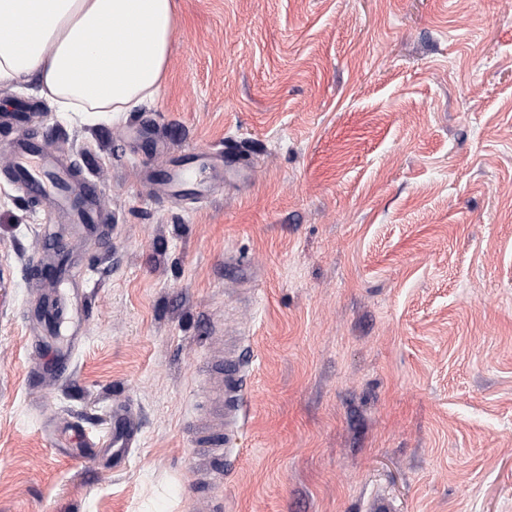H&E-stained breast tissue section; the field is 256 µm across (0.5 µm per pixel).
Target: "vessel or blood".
Returning <instances> with one entry per match:
<instances>
[{"label":"vessel or blood","mask_w":512,"mask_h":512,"mask_svg":"<svg viewBox=\"0 0 512 512\" xmlns=\"http://www.w3.org/2000/svg\"><path fill=\"white\" fill-rule=\"evenodd\" d=\"M10 166L19 189L30 197L45 200L50 208L66 216L69 223L84 227L96 223L100 214V193L90 180L77 178L72 166L43 144L24 133H17L11 143ZM56 298L44 314L41 329L62 333L81 340L88 317L90 294L81 274L66 270L58 278ZM30 354L36 365L33 380H58L66 376L72 365L71 357L59 355L51 370H44V349L34 343ZM214 369L209 379L208 405L193 431L198 466L209 471L210 493L202 502L204 512H222L224 500L223 469H212L214 460L234 455V436L243 424L242 410L246 388L245 365L240 340L231 341L225 353L212 357ZM139 425L132 409L122 403L112 407V434L108 439H96L83 430H76L75 440L80 453L91 454L111 448L119 458L126 457L133 447Z\"/></svg>","instance_id":"b4317fda"}]
</instances>
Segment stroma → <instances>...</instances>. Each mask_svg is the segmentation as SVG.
I'll return each instance as SVG.
<instances>
[{
  "mask_svg": "<svg viewBox=\"0 0 512 512\" xmlns=\"http://www.w3.org/2000/svg\"><path fill=\"white\" fill-rule=\"evenodd\" d=\"M95 179L67 224L0 176V512H198L213 337L246 340L223 512H512V0H177L129 112L0 111ZM215 157L169 190L181 152ZM93 301L32 390L25 313L59 256ZM140 418L126 465L72 422ZM30 356L35 363V371L32 375L33 381L42 380V383L53 380L57 381L60 377L66 376L72 365L71 352L68 354H61L54 359L52 369L47 372L43 368L44 349L40 340H36L31 345Z\"/></svg>",
  "mask_w": 512,
  "mask_h": 512,
  "instance_id": "stroma-1",
  "label": "stroma"
}]
</instances>
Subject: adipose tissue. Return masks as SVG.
I'll return each mask as SVG.
<instances>
[{
    "label": "adipose tissue",
    "instance_id": "ef3b65f1",
    "mask_svg": "<svg viewBox=\"0 0 512 512\" xmlns=\"http://www.w3.org/2000/svg\"><path fill=\"white\" fill-rule=\"evenodd\" d=\"M174 0H0V84L61 112H127L165 79Z\"/></svg>",
    "mask_w": 512,
    "mask_h": 512
}]
</instances>
